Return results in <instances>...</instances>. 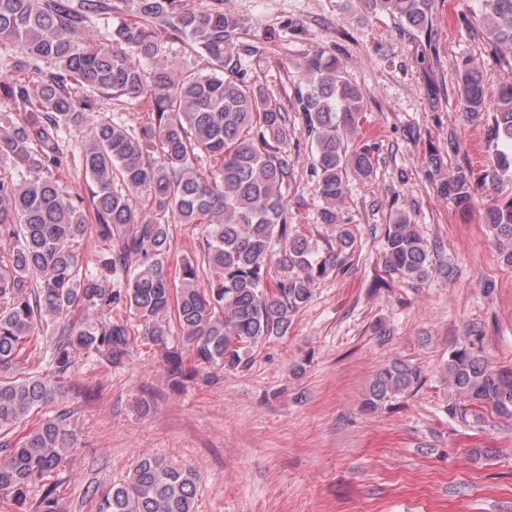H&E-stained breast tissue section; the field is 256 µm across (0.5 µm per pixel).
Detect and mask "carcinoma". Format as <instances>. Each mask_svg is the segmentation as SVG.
<instances>
[{
	"mask_svg": "<svg viewBox=\"0 0 512 512\" xmlns=\"http://www.w3.org/2000/svg\"><path fill=\"white\" fill-rule=\"evenodd\" d=\"M360 2L432 39L435 0ZM218 3L199 11L187 0H0V43L17 49L13 70L35 74L0 79V99L19 110L18 121L0 126V162L11 166L0 175V237L13 240L0 253V494L11 497L14 512H64L50 474L73 440L70 411L59 399L75 353L122 367L138 339L124 320L76 321L75 312L122 305L143 321V338L164 345L176 335L164 365L181 385L207 379L215 368H245L246 352L287 335L314 284L344 269L348 231H340L338 247L322 252L288 224L289 125L297 122L314 137L319 222L340 224L348 176L373 173L369 149H348L363 95L336 57L319 50L306 61L288 115L250 84L239 65L241 25L224 12V0ZM114 9L138 21L113 27L106 45L86 44L90 20ZM469 10L473 36L512 70V0H475ZM178 42L204 64L185 69L164 60ZM452 68L462 114L482 125L492 153L478 173L450 168L445 156L458 152L450 132L446 154L426 158L427 176L458 206L473 202L478 182L494 192L484 222L502 262L512 266V81L490 99L475 59L463 57ZM94 93L146 98L150 123L134 129L90 112ZM86 126L90 137L78 149L87 199L53 179L68 152L65 132ZM172 224L204 225L202 260L184 258L175 276L168 267ZM93 235L108 248L92 270L79 245ZM384 239L387 275H432L431 250L409 215L395 212ZM274 256L288 272L278 280L270 274ZM44 326L54 330L39 355L48 370L29 372L23 355ZM419 382V368L394 361L376 373L364 406L372 411ZM448 382L460 400L512 415V369L491 368L474 342L450 353ZM197 481L191 469L142 457L95 509L197 512ZM36 485L40 496L31 504Z\"/></svg>",
	"mask_w": 512,
	"mask_h": 512,
	"instance_id": "obj_1",
	"label": "carcinoma"
}]
</instances>
